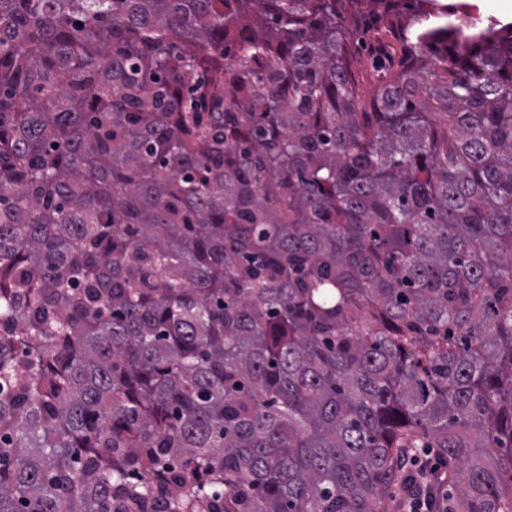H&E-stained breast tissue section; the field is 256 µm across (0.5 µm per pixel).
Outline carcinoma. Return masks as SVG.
<instances>
[{"instance_id":"1","label":"carcinoma","mask_w":512,"mask_h":512,"mask_svg":"<svg viewBox=\"0 0 512 512\" xmlns=\"http://www.w3.org/2000/svg\"><path fill=\"white\" fill-rule=\"evenodd\" d=\"M505 438L512 23L0 0V512H376L423 443L512 512Z\"/></svg>"}]
</instances>
